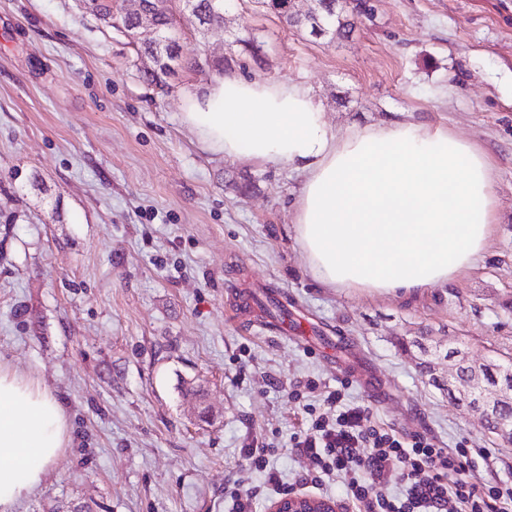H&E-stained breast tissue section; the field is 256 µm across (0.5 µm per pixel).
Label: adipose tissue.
Returning a JSON list of instances; mask_svg holds the SVG:
<instances>
[{
  "mask_svg": "<svg viewBox=\"0 0 512 512\" xmlns=\"http://www.w3.org/2000/svg\"><path fill=\"white\" fill-rule=\"evenodd\" d=\"M181 122L204 150L299 174L295 239L323 287L409 295L451 284L485 255L495 169L445 127L403 121L341 135L309 88L230 72L186 98ZM68 441L51 391L0 366V512L40 487Z\"/></svg>",
  "mask_w": 512,
  "mask_h": 512,
  "instance_id": "adipose-tissue-1",
  "label": "adipose tissue"
}]
</instances>
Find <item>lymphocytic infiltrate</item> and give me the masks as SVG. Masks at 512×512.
I'll list each match as a JSON object with an SVG mask.
<instances>
[{
  "instance_id": "lymphocytic-infiltrate-1",
  "label": "lymphocytic infiltrate",
  "mask_w": 512,
  "mask_h": 512,
  "mask_svg": "<svg viewBox=\"0 0 512 512\" xmlns=\"http://www.w3.org/2000/svg\"><path fill=\"white\" fill-rule=\"evenodd\" d=\"M292 443L313 462L312 482L347 478L352 512H505V504H512V482L488 486L462 479L471 449L444 448L421 435L399 438L372 424L368 406L345 402L338 390L328 393L323 409L293 434ZM243 456L265 471L266 480L248 492L226 489V512H255L260 496L288 492L269 470L266 449L247 448ZM387 475L403 485V495L388 493L382 483Z\"/></svg>"
}]
</instances>
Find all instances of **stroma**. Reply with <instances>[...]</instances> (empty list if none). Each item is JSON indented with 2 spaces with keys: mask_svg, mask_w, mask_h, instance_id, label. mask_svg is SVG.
<instances>
[{
  "mask_svg": "<svg viewBox=\"0 0 512 512\" xmlns=\"http://www.w3.org/2000/svg\"><path fill=\"white\" fill-rule=\"evenodd\" d=\"M226 15L182 37L183 54L222 57L248 27L262 61L242 78L309 87L339 134L407 120L480 147L496 169L487 252L409 297L322 287L294 237L298 175L213 155L180 121L217 72L180 74L162 95L76 0H0V364L40 378L70 427L15 512H224L225 488L264 484L243 457L262 444L293 491L346 504V478L312 488L290 441L336 389L400 436L487 449L477 480L512 478V446L448 394L436 355L512 358V0H374L336 40L253 0ZM269 286L304 341L228 312ZM402 336L427 353L399 349ZM367 365L389 401L359 380Z\"/></svg>",
  "mask_w": 512,
  "mask_h": 512,
  "instance_id": "1",
  "label": "stroma"
}]
</instances>
